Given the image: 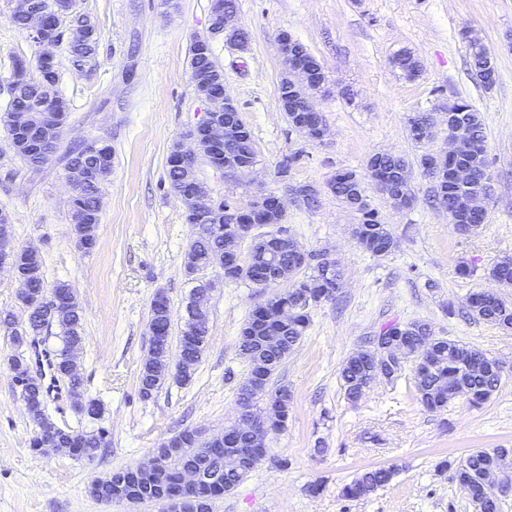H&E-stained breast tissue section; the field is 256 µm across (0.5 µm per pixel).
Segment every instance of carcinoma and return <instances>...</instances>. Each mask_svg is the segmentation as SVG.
Segmentation results:
<instances>
[{
  "instance_id": "1",
  "label": "carcinoma",
  "mask_w": 512,
  "mask_h": 512,
  "mask_svg": "<svg viewBox=\"0 0 512 512\" xmlns=\"http://www.w3.org/2000/svg\"><path fill=\"white\" fill-rule=\"evenodd\" d=\"M67 0H37V4L47 11L49 22L57 25L63 14L56 9H66ZM76 22L91 28L92 36L83 44L66 42V50L73 66L82 67L97 56L99 40L96 21L87 14H79ZM471 49V65L476 75L481 77L488 72L487 57L482 43L471 36V31L464 30ZM400 69L413 78L420 70V61L409 51L398 53ZM190 80L197 95L207 96L212 91V80L224 75L223 69L213 58L211 45L191 42L189 48ZM12 77L15 78L13 94L10 95L4 128L8 137L15 136L13 118L18 111H31L47 94L58 98L63 106L59 120L51 127H41L38 137L53 150L60 148L62 132L68 120L69 106L59 91V70H43L38 66V59L18 60ZM448 108L467 117L471 131L470 163L472 176L469 187L464 188L448 175L440 177L435 183V198L440 207L455 213L463 207L469 192L487 193L492 175L486 153L485 131L479 112L467 101L451 100ZM104 160L85 154V148L78 144L69 145L62 154L65 170L75 166L91 170L86 182L80 185L71 198V220L73 234L78 246L83 241H91L85 247L89 251L96 244L95 235L88 233V228L99 223L100 187L112 173V145L104 143ZM257 158L251 131L224 147V163L234 165L244 160ZM378 168L381 194L387 196L397 208H407L413 202L409 181L399 177V173L408 169L404 158L397 155H371L366 168ZM166 180L171 191L190 196L191 184L196 181L194 173L183 168L167 164ZM331 193L353 209L359 222L354 225L353 234L360 241L362 249L374 257L385 256L394 246L393 234L389 225L381 222L378 212L371 208L368 199L366 176H357L353 170H342L328 182ZM229 201L216 202L212 216L196 213L189 222L191 236L185 253L184 273L193 277L195 268L218 262L220 250L224 246V236L231 233L230 225L224 223V207ZM298 266L302 277L294 279L291 287L284 293H277L266 303L269 323L253 325L247 319L245 326L253 328L254 338L247 341L249 357L246 362L265 368L264 379L260 382L261 394L255 400L258 414L262 415L270 429L277 433L283 431L288 423V406L292 395L288 387H269L274 372L288 358L304 337L311 323V308L302 307L288 319L279 318L281 309L297 294H307L314 303L331 299L326 293L329 284L340 271L336 262H308L301 264L289 252H282L269 260L263 245L253 246L246 260L245 272L238 280L256 284L255 275L266 272L275 277L278 270ZM18 271L31 285V302L33 312L31 324L25 331L12 327L10 314L0 316V325L10 332L15 346V353L8 358L9 367L14 371V378L29 397V416L37 427L34 445L40 446L47 439L58 448V452L75 459H92L98 449L106 445L103 433L77 432L59 426L47 412L43 383L32 379L28 374V362L24 352V342L28 336H36L41 329L56 325L62 346L51 351L48 366L55 375L65 379L76 412L90 419L102 415L101 403L84 395L83 377L74 358L73 350L78 349L84 340L83 319L77 294L71 284L57 281L47 287L43 272L42 256L22 252L18 258ZM489 278L497 283H512V259L505 257L498 261L489 271ZM465 308L475 319L490 323L505 331L512 330V302L495 294L489 289L472 291L465 297ZM171 309L169 300L162 292L156 293L150 305L149 327L154 331L165 332L164 340L155 349V357L144 361L139 373V394L148 400L158 392L167 379L161 376L159 364H168ZM209 328L188 318L179 343V356L184 362L181 374L175 377L180 383H187L195 373L203 352L208 344ZM395 338L406 346L408 354H413L416 345L427 338L430 342L429 358L425 363H416V388L420 403L429 411L437 412L448 407L454 399L453 390L461 388L470 396L474 406L487 401L499 388L502 380V366L489 354L467 348L448 338H436L431 335L428 326L421 322H409ZM373 378L371 351L359 350L351 354L341 365L340 379L348 400L355 402L362 397ZM166 457L169 459L167 472L160 476L145 478L141 491L146 498L159 494L160 489L173 475L175 469L183 462L196 465L204 474L213 479L209 484L212 492H229L252 471L243 467L235 472H224V457L213 454L200 447L192 434L184 430L164 441ZM512 462V448L477 449L468 454L463 463L454 470L453 478L468 495L476 512H499L500 504L488 501L484 495L482 476L488 470L503 469ZM392 468H371L361 472L342 489L343 497L357 500L366 497L386 486L394 477Z\"/></svg>"
}]
</instances>
